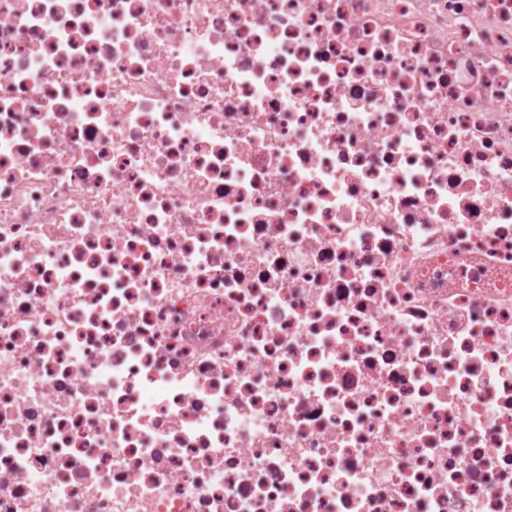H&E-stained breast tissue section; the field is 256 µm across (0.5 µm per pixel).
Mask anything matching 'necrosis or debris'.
<instances>
[{
    "mask_svg": "<svg viewBox=\"0 0 512 512\" xmlns=\"http://www.w3.org/2000/svg\"><path fill=\"white\" fill-rule=\"evenodd\" d=\"M0 512H512V0H0Z\"/></svg>",
    "mask_w": 512,
    "mask_h": 512,
    "instance_id": "4bbe7bcc",
    "label": "necrosis or debris"
}]
</instances>
